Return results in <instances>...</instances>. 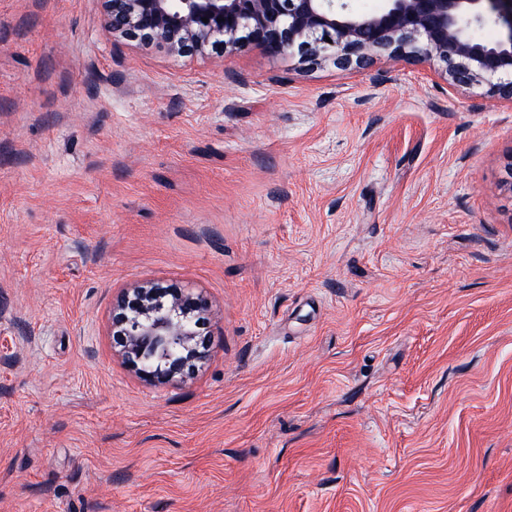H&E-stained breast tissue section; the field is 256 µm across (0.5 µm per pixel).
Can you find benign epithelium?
<instances>
[{
  "instance_id": "7a95c632",
  "label": "benign epithelium",
  "mask_w": 512,
  "mask_h": 512,
  "mask_svg": "<svg viewBox=\"0 0 512 512\" xmlns=\"http://www.w3.org/2000/svg\"><path fill=\"white\" fill-rule=\"evenodd\" d=\"M113 38L162 45L173 55H206L249 44L304 62L331 60L347 68L384 56L440 67L450 84L477 85L512 101V0H380L357 12L349 0H100ZM208 22H203L202 18ZM500 28L491 41L477 38ZM158 285L126 291L112 310L119 355L145 381L174 384L186 377L185 360L208 309L207 299L184 288Z\"/></svg>"
}]
</instances>
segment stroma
<instances>
[{
  "mask_svg": "<svg viewBox=\"0 0 512 512\" xmlns=\"http://www.w3.org/2000/svg\"><path fill=\"white\" fill-rule=\"evenodd\" d=\"M512 103L428 64L0 0V512H512ZM209 302L153 386L112 301Z\"/></svg>",
  "mask_w": 512,
  "mask_h": 512,
  "instance_id": "35a3bbf8",
  "label": "stroma"
}]
</instances>
